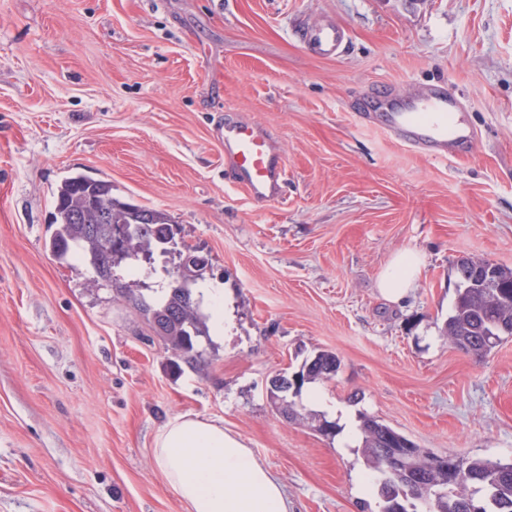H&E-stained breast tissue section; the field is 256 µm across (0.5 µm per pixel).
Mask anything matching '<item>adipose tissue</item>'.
Segmentation results:
<instances>
[{
    "label": "adipose tissue",
    "instance_id": "obj_1",
    "mask_svg": "<svg viewBox=\"0 0 512 512\" xmlns=\"http://www.w3.org/2000/svg\"><path fill=\"white\" fill-rule=\"evenodd\" d=\"M421 255H394L378 280L383 296L401 300L414 287ZM154 460L186 512H288L282 485L223 424L197 415L169 420L154 439Z\"/></svg>",
    "mask_w": 512,
    "mask_h": 512
}]
</instances>
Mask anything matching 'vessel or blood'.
Segmentation results:
<instances>
[{"mask_svg": "<svg viewBox=\"0 0 512 512\" xmlns=\"http://www.w3.org/2000/svg\"><path fill=\"white\" fill-rule=\"evenodd\" d=\"M303 40L313 53L330 58L340 54L348 32L327 21L308 28ZM462 103L459 93L445 85L424 88L405 105L379 93L372 98L369 111L360 113L359 118L369 124L375 114H382L386 133L402 146L435 160L454 161L468 155L477 143L474 129L448 120ZM218 135L224 142L227 181L251 201L262 205L279 202L286 170L273 137L243 117L226 120Z\"/></svg>", "mask_w": 512, "mask_h": 512, "instance_id": "b4317fda", "label": "vessel or blood"}]
</instances>
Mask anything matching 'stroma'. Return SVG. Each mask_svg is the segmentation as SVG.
<instances>
[{"label":"stroma","mask_w":512,"mask_h":512,"mask_svg":"<svg viewBox=\"0 0 512 512\" xmlns=\"http://www.w3.org/2000/svg\"><path fill=\"white\" fill-rule=\"evenodd\" d=\"M349 34L334 58L303 27ZM446 82L478 133L443 162L355 105ZM233 112L278 141L285 203L224 178ZM83 173L165 211L208 254L224 339L171 357L89 267L49 248L54 193ZM423 257L401 302L377 282ZM512 267V0H0V512H185L152 448L174 417L223 421L290 512H379L343 435L288 421L268 388L316 353L320 390L439 454L512 458V337L478 360L442 335L459 258ZM315 357L316 361L308 369L306 375H301L302 377L304 376V380L299 388L303 387L305 383H312L317 380H331L340 368V359L333 352L321 351Z\"/></svg>","instance_id":"stroma-1"}]
</instances>
